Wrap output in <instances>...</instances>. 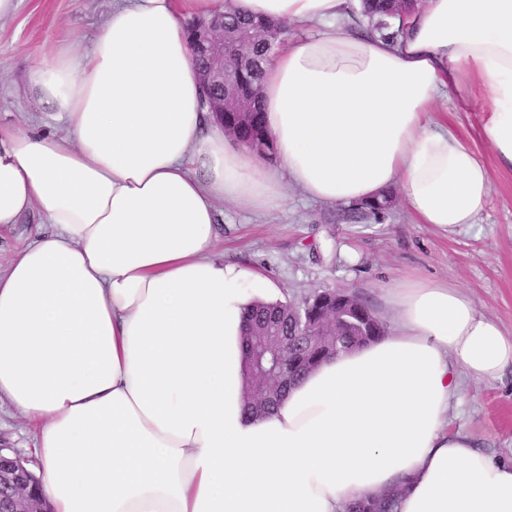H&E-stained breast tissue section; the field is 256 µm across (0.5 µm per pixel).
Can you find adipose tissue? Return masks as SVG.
Wrapping results in <instances>:
<instances>
[{"label":"adipose tissue","mask_w":512,"mask_h":512,"mask_svg":"<svg viewBox=\"0 0 512 512\" xmlns=\"http://www.w3.org/2000/svg\"><path fill=\"white\" fill-rule=\"evenodd\" d=\"M347 3L114 0L29 70L47 115L0 131V225L51 230L0 269V404L34 427L53 512H344L399 485L398 512H512V463L448 428L463 377L512 366V332L457 285L403 281L391 333L244 412V314L275 285L218 258L219 203L394 188L415 223H475L492 180L437 113L449 89L512 170V0H418L393 42ZM228 6L310 27L264 68L270 163L203 107L185 21Z\"/></svg>","instance_id":"obj_1"}]
</instances>
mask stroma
I'll list each match as a JSON object with an SVG mask.
<instances>
[{"label":"stroma","mask_w":512,"mask_h":512,"mask_svg":"<svg viewBox=\"0 0 512 512\" xmlns=\"http://www.w3.org/2000/svg\"><path fill=\"white\" fill-rule=\"evenodd\" d=\"M112 9V0H18L0 19V128L23 125L39 107L29 89V68L74 38L91 39ZM439 110L472 138L492 176V192L476 224L449 231L414 223L395 204L380 224H338L334 206L291 193L286 207L258 214L224 204L216 227V253L272 279L278 297L301 300L336 286L358 291L382 321L385 299L411 273L450 281L475 301L480 312L512 330V171L500 168L478 136L485 119L479 108L461 112L448 93ZM45 226L38 215L0 227V262L32 242ZM450 430L470 434L477 447L512 461V368L491 380L465 379ZM0 448L18 452L32 472L41 465L28 422L0 407Z\"/></svg>","instance_id":"35a3bbf8"}]
</instances>
